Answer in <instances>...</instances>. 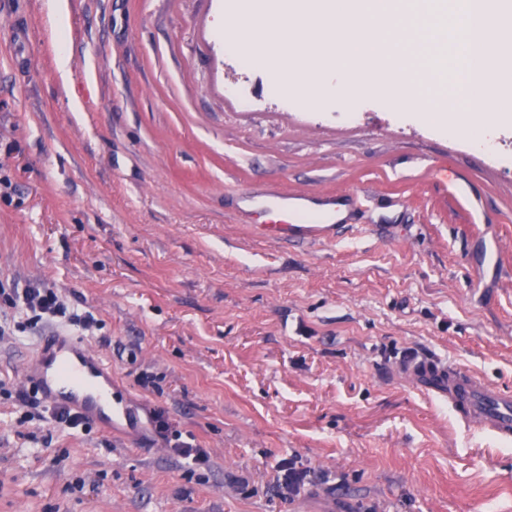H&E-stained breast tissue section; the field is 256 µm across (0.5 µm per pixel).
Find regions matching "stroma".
<instances>
[{
    "mask_svg": "<svg viewBox=\"0 0 512 512\" xmlns=\"http://www.w3.org/2000/svg\"><path fill=\"white\" fill-rule=\"evenodd\" d=\"M48 4L0 0V282L94 315L141 425L25 417L43 333L15 331L0 512H512V440L390 369L433 352L512 394V156L374 98L347 120L286 97L225 47L230 0H66L61 25ZM299 191L335 223L265 234L260 203ZM159 410L207 465L165 448Z\"/></svg>",
    "mask_w": 512,
    "mask_h": 512,
    "instance_id": "35a3bbf8",
    "label": "stroma"
}]
</instances>
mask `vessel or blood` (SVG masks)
<instances>
[{
    "instance_id": "1",
    "label": "vessel or blood",
    "mask_w": 512,
    "mask_h": 512,
    "mask_svg": "<svg viewBox=\"0 0 512 512\" xmlns=\"http://www.w3.org/2000/svg\"><path fill=\"white\" fill-rule=\"evenodd\" d=\"M267 205L275 216L274 223L266 227L272 235L296 227L313 210L310 197L304 193L273 196ZM392 371L410 379L418 392L443 397L464 427L500 438L512 437V396L482 378L437 356L413 351L400 355ZM23 377L47 402L72 409L89 423L112 428L134 420L128 409L107 407L112 395L111 366L66 330H53L40 341Z\"/></svg>"
}]
</instances>
